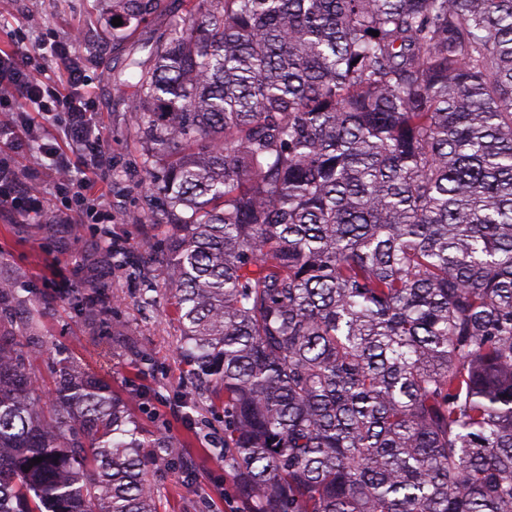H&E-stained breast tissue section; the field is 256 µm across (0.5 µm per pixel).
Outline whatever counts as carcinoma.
Wrapping results in <instances>:
<instances>
[{"mask_svg": "<svg viewBox=\"0 0 512 512\" xmlns=\"http://www.w3.org/2000/svg\"><path fill=\"white\" fill-rule=\"evenodd\" d=\"M143 48L107 76L247 512H512V0H185ZM45 314L0 274V512H158L168 441L69 359L43 399Z\"/></svg>", "mask_w": 512, "mask_h": 512, "instance_id": "1", "label": "carcinoma"}]
</instances>
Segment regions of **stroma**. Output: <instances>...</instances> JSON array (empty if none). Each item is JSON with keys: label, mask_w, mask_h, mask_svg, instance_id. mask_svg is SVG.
<instances>
[{"label": "stroma", "mask_w": 512, "mask_h": 512, "mask_svg": "<svg viewBox=\"0 0 512 512\" xmlns=\"http://www.w3.org/2000/svg\"><path fill=\"white\" fill-rule=\"evenodd\" d=\"M110 9V0H15L0 12V52L17 50L13 33L19 28L32 42L51 35L72 41L110 150V163L99 170L87 203L111 206L112 240L131 248L139 270L131 275L112 267L94 222L30 224L3 207L0 253L31 295L50 302L30 357L32 372L52 382L58 362L72 358L84 373L133 394L142 426L168 439L167 466L149 473L158 512H241L234 477L224 465L223 412L198 404L197 386L175 349L181 325L157 277L163 231L142 218L147 184L129 110L131 91L105 78L107 68H121L139 42L160 36L183 16V0H164L148 21L118 40L104 34L112 26ZM37 150V143H28L12 160L45 209H63L50 174L33 160ZM92 299L104 312V324H90L81 309ZM140 351L149 364H139Z\"/></svg>", "instance_id": "35a3bbf8"}]
</instances>
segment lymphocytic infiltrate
<instances>
[{
  "instance_id": "obj_1",
  "label": "lymphocytic infiltrate",
  "mask_w": 512,
  "mask_h": 512,
  "mask_svg": "<svg viewBox=\"0 0 512 512\" xmlns=\"http://www.w3.org/2000/svg\"><path fill=\"white\" fill-rule=\"evenodd\" d=\"M51 57L67 75L66 85H59L37 70L30 69L24 55L0 56V102L24 100L26 107L7 122H0V148L15 149L28 141H39L40 129L32 120L33 114L52 119L57 113L68 116L65 139L73 148L90 150V162L83 169H75L67 154L57 143H40L36 163L51 172L56 192L75 191V205L62 217L63 223H72L84 215V197L79 190L89 176L105 166L107 145L97 133L88 97L77 94L82 84L83 66L73 57L71 46L61 40L53 41ZM0 206L11 208L23 220L34 224L46 221L47 213L36 195L20 190L18 177L11 168L0 169Z\"/></svg>"
}]
</instances>
